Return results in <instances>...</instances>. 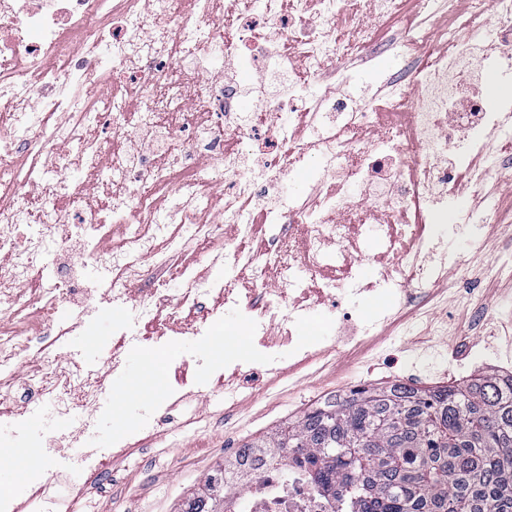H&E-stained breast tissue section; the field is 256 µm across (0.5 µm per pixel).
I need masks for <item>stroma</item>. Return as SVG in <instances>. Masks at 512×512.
Here are the masks:
<instances>
[{
  "label": "stroma",
  "mask_w": 512,
  "mask_h": 512,
  "mask_svg": "<svg viewBox=\"0 0 512 512\" xmlns=\"http://www.w3.org/2000/svg\"><path fill=\"white\" fill-rule=\"evenodd\" d=\"M403 59L389 53L349 66V75L365 76L358 92L378 107L376 128L392 106L382 87ZM509 182L512 169L503 167L481 194L467 196V228L456 229V209L435 210L433 219L444 230L433 254L446 272L426 284L422 298L408 299L399 289L388 295L340 289L330 305L292 294V318L277 322L262 337L229 306L209 335L195 341L171 333L159 338L153 326L140 324L156 358L142 372L119 373L107 384L117 423L110 445L132 447V454L114 460L111 473L90 479L70 470L63 459L45 461L32 434L10 436L0 444V489L16 504L26 505L28 497L16 493V484L30 486L48 469L61 479L53 483L41 512H59L61 501L75 492L83 495V512H177L246 440L283 427L325 395L342 390L347 379L378 388L403 383L432 389L461 386L484 372H512V325L503 323L491 332L479 329L461 301L473 290L491 310L512 309V281L485 271L504 257V226L512 222V192L505 188ZM464 260L469 273L463 279L455 268ZM93 307L92 322L78 332L103 350L113 340V324L126 319L130 308L102 294ZM346 309L376 321L357 348L337 345ZM286 337L308 346L313 364L294 367L280 346ZM181 363L187 366L186 375L159 387L160 378ZM231 363L251 366L255 373L234 374L227 369ZM144 409L162 415V422L145 426L140 416Z\"/></svg>",
  "instance_id": "35a3bbf8"
}]
</instances>
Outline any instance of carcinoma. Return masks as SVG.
I'll list each match as a JSON object with an SVG mask.
<instances>
[{
    "label": "carcinoma",
    "instance_id": "carcinoma-1",
    "mask_svg": "<svg viewBox=\"0 0 512 512\" xmlns=\"http://www.w3.org/2000/svg\"><path fill=\"white\" fill-rule=\"evenodd\" d=\"M296 463L351 512H512V374L464 387H362L303 411L238 457ZM224 466L180 512H224Z\"/></svg>",
    "mask_w": 512,
    "mask_h": 512
}]
</instances>
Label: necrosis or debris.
<instances>
[{
    "label": "necrosis or debris",
    "mask_w": 512,
    "mask_h": 512,
    "mask_svg": "<svg viewBox=\"0 0 512 512\" xmlns=\"http://www.w3.org/2000/svg\"><path fill=\"white\" fill-rule=\"evenodd\" d=\"M240 2L227 15L220 0H181L177 10L172 0H0V109L9 117L0 121V190L8 194L0 201V253L13 257L0 270V315L22 306L37 318L0 328V417L20 424L25 410L51 401L71 431L50 442L47 457L93 428L103 389L100 373L76 363L57 328L91 322L97 294L127 302L124 282L162 262L157 240L177 247L170 225L206 234L223 220L245 233L258 182L276 184L281 173L311 166L338 178L335 193L311 192L272 210L275 262L286 272L279 285L237 289L234 273L258 257L225 249L224 301L261 331L285 318L288 292L306 291L308 276L328 264L333 273L317 289L327 300L351 281L360 293L424 285L437 271L427 260L430 209L458 197L456 170H464L474 194L493 175L495 165L480 158L512 114L471 97L485 62L468 51L458 28L431 20L423 40L438 53L418 61L409 81L387 80L390 95L406 105L405 120L385 126L370 149L365 105L347 95L326 98L321 83H347L348 63L371 58L377 22L395 15L401 0H368L373 24L341 39L335 27L344 0ZM466 3L470 25L496 23L497 53L511 59L512 0ZM287 45L307 63L308 81L289 83ZM218 55L279 88L266 99L276 122L258 169L242 165L253 130L240 107L246 88L213 72ZM311 117L320 119L321 132L294 141L291 129ZM100 127L111 129V139L93 137ZM228 132L239 137L237 153L224 150ZM145 143L153 154L142 151ZM72 170L83 180L67 181ZM162 197L171 202L164 213L156 207ZM334 213L339 222L331 221ZM117 231L124 248L102 250ZM73 239L82 245L76 257L66 249ZM364 239L382 247L380 281L356 276ZM36 256L43 259L41 288L29 285ZM47 373L56 379L50 389L42 383ZM249 478L244 493L228 496L226 512L334 510L302 466L263 465Z\"/></svg>",
    "instance_id": "obj_1"
}]
</instances>
